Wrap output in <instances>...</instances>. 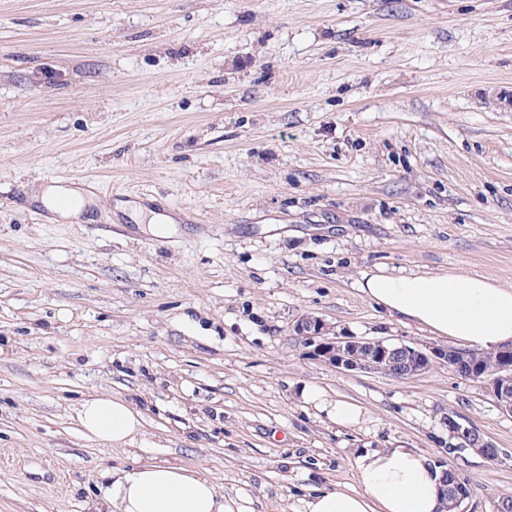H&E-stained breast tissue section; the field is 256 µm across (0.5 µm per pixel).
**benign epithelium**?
Segmentation results:
<instances>
[{"label": "benign epithelium", "instance_id": "7a95c632", "mask_svg": "<svg viewBox=\"0 0 512 512\" xmlns=\"http://www.w3.org/2000/svg\"><path fill=\"white\" fill-rule=\"evenodd\" d=\"M297 335L305 346L324 361L344 371H373L397 379L418 376L431 367H446L457 375L479 382L494 398L497 406L512 415V344L495 352L498 367L475 373L467 368V353L455 348L429 346L424 349L384 339H358L354 336L330 334V328L317 319H306L296 325ZM448 439L457 440L455 447L484 458L498 457L499 449L485 441L473 428L448 418Z\"/></svg>", "mask_w": 512, "mask_h": 512}]
</instances>
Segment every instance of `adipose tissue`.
Returning <instances> with one entry per match:
<instances>
[{
    "instance_id": "1",
    "label": "adipose tissue",
    "mask_w": 512,
    "mask_h": 512,
    "mask_svg": "<svg viewBox=\"0 0 512 512\" xmlns=\"http://www.w3.org/2000/svg\"><path fill=\"white\" fill-rule=\"evenodd\" d=\"M33 196L67 220L80 219L85 195L77 189L38 187ZM359 290L399 320L430 334L487 352L512 343V287L481 276L442 272L392 275L363 272ZM302 400L340 426L365 420L362 408L329 400L319 387L301 389ZM78 420L87 437L122 448L135 442L143 417L128 402L110 396L85 400ZM356 487L325 491L305 503V512H448L441 472L423 453L389 448L358 459ZM96 512H247L242 500L225 497L214 479L169 462H145L109 472Z\"/></svg>"
}]
</instances>
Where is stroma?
<instances>
[{"instance_id":"obj_1","label":"stroma","mask_w":512,"mask_h":512,"mask_svg":"<svg viewBox=\"0 0 512 512\" xmlns=\"http://www.w3.org/2000/svg\"><path fill=\"white\" fill-rule=\"evenodd\" d=\"M56 176L93 222L31 200ZM377 269L512 286V0H0V512H94L107 470L152 460L303 512L397 447L494 512L512 416L480 383L342 371L296 337L441 345L360 293ZM106 395L141 411L132 447L84 435ZM452 414L498 459L449 455ZM300 395L306 404L325 413L328 419L336 425L349 427L360 425L365 421V414L359 405L344 400L331 401L317 386H304Z\"/></svg>"}]
</instances>
